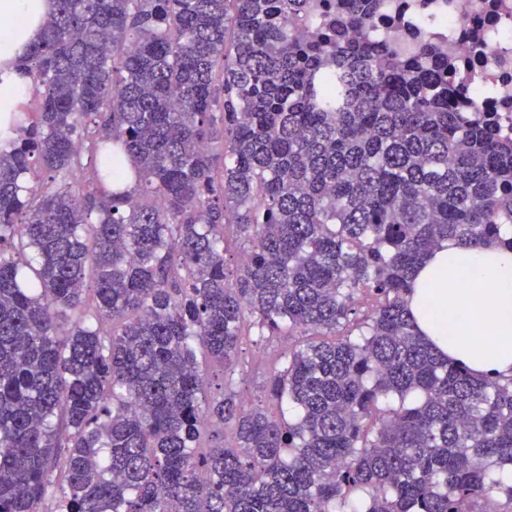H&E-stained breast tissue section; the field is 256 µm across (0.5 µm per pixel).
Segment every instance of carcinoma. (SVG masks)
Segmentation results:
<instances>
[{"instance_id":"1","label":"carcinoma","mask_w":512,"mask_h":512,"mask_svg":"<svg viewBox=\"0 0 512 512\" xmlns=\"http://www.w3.org/2000/svg\"><path fill=\"white\" fill-rule=\"evenodd\" d=\"M379 3L54 0L0 130V512L512 503V379L405 304L442 242L512 250V135L372 33ZM253 329L318 336L270 378L292 421L234 389Z\"/></svg>"}]
</instances>
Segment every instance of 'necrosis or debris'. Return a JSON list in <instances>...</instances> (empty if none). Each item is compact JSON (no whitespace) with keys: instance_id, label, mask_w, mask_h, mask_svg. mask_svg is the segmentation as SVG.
Returning <instances> with one entry per match:
<instances>
[{"instance_id":"4bbe7bcc","label":"necrosis or debris","mask_w":512,"mask_h":512,"mask_svg":"<svg viewBox=\"0 0 512 512\" xmlns=\"http://www.w3.org/2000/svg\"><path fill=\"white\" fill-rule=\"evenodd\" d=\"M373 29L407 53L432 48L457 106L512 128V0H384Z\"/></svg>"}]
</instances>
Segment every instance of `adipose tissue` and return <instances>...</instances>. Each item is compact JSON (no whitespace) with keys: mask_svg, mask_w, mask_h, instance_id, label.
I'll use <instances>...</instances> for the list:
<instances>
[{"mask_svg":"<svg viewBox=\"0 0 512 512\" xmlns=\"http://www.w3.org/2000/svg\"><path fill=\"white\" fill-rule=\"evenodd\" d=\"M52 0H0V126L23 112L31 94L16 66L38 41ZM407 308L415 331L441 357L477 377H512V251L442 242L418 265ZM493 342L478 343L479 332Z\"/></svg>","mask_w":512,"mask_h":512,"instance_id":"adipose-tissue-1","label":"adipose tissue"}]
</instances>
